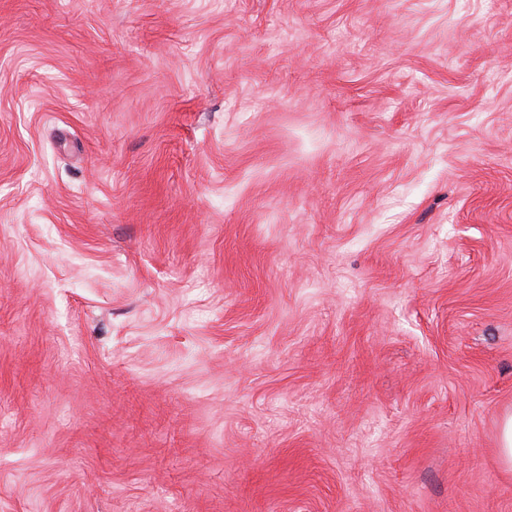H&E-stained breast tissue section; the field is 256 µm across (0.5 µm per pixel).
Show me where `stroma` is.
Returning <instances> with one entry per match:
<instances>
[{
	"mask_svg": "<svg viewBox=\"0 0 512 512\" xmlns=\"http://www.w3.org/2000/svg\"><path fill=\"white\" fill-rule=\"evenodd\" d=\"M512 0H0V512H512ZM499 458L502 466L512 471V413H506L499 428Z\"/></svg>",
	"mask_w": 512,
	"mask_h": 512,
	"instance_id": "obj_1",
	"label": "stroma"
}]
</instances>
